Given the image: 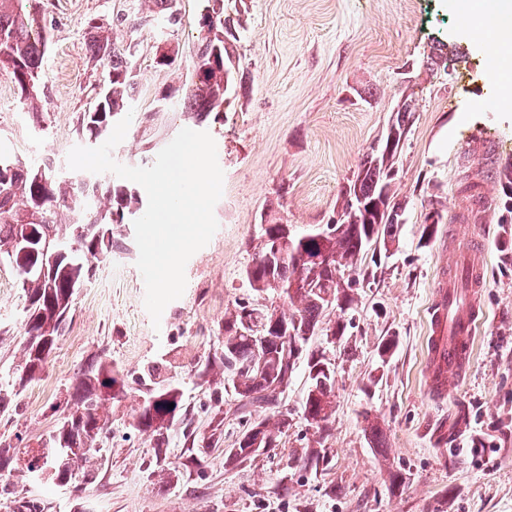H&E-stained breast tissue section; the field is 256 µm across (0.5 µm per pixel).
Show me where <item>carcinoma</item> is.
I'll return each mask as SVG.
<instances>
[{
    "label": "carcinoma",
    "instance_id": "1",
    "mask_svg": "<svg viewBox=\"0 0 512 512\" xmlns=\"http://www.w3.org/2000/svg\"><path fill=\"white\" fill-rule=\"evenodd\" d=\"M16 2L21 0H0V74L10 79L27 111L38 119L45 90L47 39L37 18L14 6ZM149 2L153 8L148 13L127 16L112 29L135 31L144 19L151 20L160 34L178 25L173 0ZM233 29L234 19L224 15V0H205L197 20L190 83L180 98L182 109L193 113L200 123L213 113L224 112L236 72ZM87 48L92 63L106 71L107 84L94 111L84 116L83 130L95 142L103 143L115 120L128 111L139 83L127 48L96 19L87 23ZM412 112L411 104L402 105L386 133L361 159L341 190L334 228L323 234L311 231L305 238L293 231L287 234L284 225L270 221L261 229L256 244H248L253 253L245 270L246 281L262 302L239 304L224 318V326L218 327L224 348L201 371L205 377L213 365H219L223 381L232 384L246 418L245 429L235 443L237 450L225 451L227 464L242 465L251 459L247 448L253 437L260 438L266 448L278 447L279 438L288 430V415L278 411L280 399L292 383L304 345L319 328L329 304L342 313L351 308L354 290L366 282L360 264L369 247L376 242L393 247L398 242L401 206L395 202L392 183ZM144 212L143 202L133 190L98 179L63 178L50 161L28 163L0 154V259H11L20 269L39 263L40 255L20 253L19 226L23 224L31 225L36 236L50 237L65 248L48 275L20 274L26 293L25 353L19 375L0 380V404L40 374L64 323L56 309L70 308L72 290L89 280L94 264L112 257L121 240L116 231L127 224L126 216L140 217ZM275 241L280 243L276 252L272 251ZM313 256H325L328 262L313 264L309 262ZM346 271L349 277L339 282L338 275ZM274 282L282 286V293L272 287ZM275 296L288 300V313L265 304ZM245 318L251 326L241 330ZM287 330L293 334L285 336ZM306 369L309 385L302 401L303 416L322 438L335 412V372L315 355L308 359ZM132 382L151 400L137 411L139 431L162 442L169 428L179 422L185 439L198 444L197 434L190 429L181 385L164 366L152 365ZM127 387L124 376L110 363L101 360L83 370L63 420L48 440L26 454L23 470L27 478L51 488L71 481L72 464L96 455L97 442L111 430L112 422L100 411L102 401L121 398ZM171 403L172 409L168 408ZM255 408L277 411L276 422L266 415L252 416ZM362 418L370 447H382L379 423L367 410Z\"/></svg>",
    "mask_w": 512,
    "mask_h": 512
}]
</instances>
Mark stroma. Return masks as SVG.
I'll return each instance as SVG.
<instances>
[{
    "instance_id": "obj_1",
    "label": "stroma",
    "mask_w": 512,
    "mask_h": 512,
    "mask_svg": "<svg viewBox=\"0 0 512 512\" xmlns=\"http://www.w3.org/2000/svg\"><path fill=\"white\" fill-rule=\"evenodd\" d=\"M139 3L33 0L48 38L44 121L33 122L0 75L1 152L30 162L50 156L68 174L70 149L89 144L79 122L94 110L103 80L88 56L85 24L92 17L111 23ZM176 7V71L156 66L152 26L124 35L139 88L112 156L141 167L181 129L209 132L224 173L218 229L187 262L185 291L165 307L157 330L144 307L135 230L126 229L123 250L95 264L88 286L75 292L40 375L6 401L0 448L37 447L62 419L78 370L99 359L130 372L170 361L197 435H210L221 415L223 444L192 447L176 425L156 446L133 426L139 393L132 389L103 405L112 431L98 443L93 482L79 475L67 489H46L17 474L14 495H0V512H13L22 498L38 500L41 512H512V259L503 258L512 223L500 222L496 177L512 161V102L485 104L496 86L490 47L448 0H224L226 14L242 21L234 53L243 84L219 119L200 124L190 113L156 109L158 92L189 81L203 2L177 0ZM446 50L463 62L449 65ZM405 102L414 114L393 186L405 207L399 248L388 258L365 254L368 282L347 312L345 336L328 340L339 317L332 310L309 342L336 368L330 429L318 435L304 420L306 374L297 369L280 403L290 425L278 447L227 465L224 451L242 431L240 401L227 390L215 404L214 383L197 369L222 350L225 310L254 299L244 275L247 245L268 214L299 233L327 223L342 186ZM471 182L483 204L466 192ZM435 209L443 218L422 240L424 217ZM482 238L486 286L469 367L434 394L426 372L432 286L445 263ZM24 306L18 274L0 267V378L22 360ZM389 336L396 349L383 363L377 346ZM366 408L384 431V447L367 443ZM314 444L327 467L301 466ZM394 471L403 475L396 491Z\"/></svg>"
}]
</instances>
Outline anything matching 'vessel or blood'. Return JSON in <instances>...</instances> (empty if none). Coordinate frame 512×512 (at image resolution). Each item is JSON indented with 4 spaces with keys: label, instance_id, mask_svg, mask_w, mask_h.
<instances>
[{
    "label": "vessel or blood",
    "instance_id": "vessel-or-blood-1",
    "mask_svg": "<svg viewBox=\"0 0 512 512\" xmlns=\"http://www.w3.org/2000/svg\"><path fill=\"white\" fill-rule=\"evenodd\" d=\"M453 271H441L434 299L429 307L432 334L428 339L429 387L443 392L448 377L463 376L469 361L468 349L475 334L480 290L484 286L483 263L467 260L462 276L469 286L459 290Z\"/></svg>",
    "mask_w": 512,
    "mask_h": 512
}]
</instances>
